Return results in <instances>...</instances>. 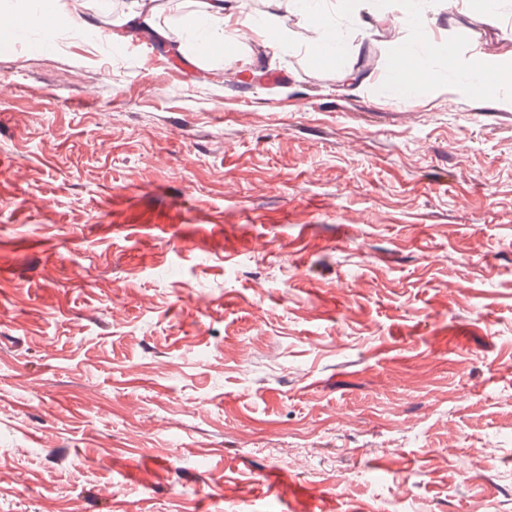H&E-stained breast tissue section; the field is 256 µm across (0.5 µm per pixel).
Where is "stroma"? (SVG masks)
<instances>
[{"label": "stroma", "instance_id": "stroma-1", "mask_svg": "<svg viewBox=\"0 0 512 512\" xmlns=\"http://www.w3.org/2000/svg\"><path fill=\"white\" fill-rule=\"evenodd\" d=\"M239 3L288 52L88 0L0 55V512H512V84L386 91L511 64L512 0L327 65ZM396 52L406 65L391 77L388 82V91L401 101H409L415 96L421 79L424 76L432 77L433 72L427 58L414 52L410 44H398ZM419 76L423 77L418 80ZM461 90L468 95H486L497 84L512 83V68L482 50L472 54L469 68L459 78Z\"/></svg>", "mask_w": 512, "mask_h": 512}]
</instances>
